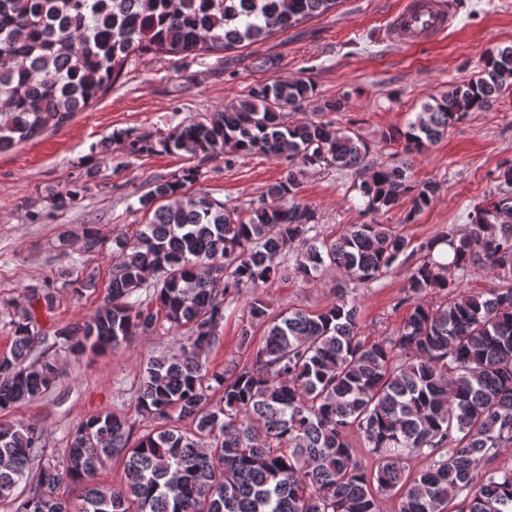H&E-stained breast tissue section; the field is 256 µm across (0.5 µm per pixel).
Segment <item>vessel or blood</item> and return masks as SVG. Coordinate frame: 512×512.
<instances>
[{
  "label": "vessel or blood",
  "mask_w": 512,
  "mask_h": 512,
  "mask_svg": "<svg viewBox=\"0 0 512 512\" xmlns=\"http://www.w3.org/2000/svg\"><path fill=\"white\" fill-rule=\"evenodd\" d=\"M456 0H403L389 23L390 39L400 45L428 43L447 31Z\"/></svg>",
  "instance_id": "b4317fda"
}]
</instances>
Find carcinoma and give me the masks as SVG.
<instances>
[{"label": "carcinoma", "instance_id": "1", "mask_svg": "<svg viewBox=\"0 0 512 512\" xmlns=\"http://www.w3.org/2000/svg\"><path fill=\"white\" fill-rule=\"evenodd\" d=\"M337 0H0V153L57 129L108 90L131 58L149 52L199 57L263 40L326 14ZM512 86V46L488 52L477 76L422 105L406 129L388 134L409 154L439 141L471 112L492 108ZM304 79L271 78L200 119L160 137H118L132 155L258 153L306 170H351L365 210L387 213L408 198L403 223L430 205L434 181L412 165L374 163L359 135L322 121H290L311 100ZM198 171L159 178L139 198L143 223L112 239L120 262L107 297L79 327L54 331L79 351L117 350L129 337L185 328L177 352L150 359L138 415L90 417L69 435L67 457L44 455L45 430L0 422V504L9 512H72L56 496L83 487L78 512H512V468L473 471L512 445V166L500 169L503 196L469 214L464 234L450 228L412 246L391 224H348L320 236L311 207L264 200L244 216L188 185ZM294 168L267 196L295 195ZM448 245L452 258L436 260ZM419 255L407 280L413 309L397 334L361 338L356 299L341 288L323 311L273 316L256 298L239 345L266 325L251 360L212 372L202 355L220 336L224 311L280 271L309 280L334 270L356 284L381 279ZM293 266H288L289 261ZM485 266L500 284L461 292L458 280ZM441 295L439 304L421 296ZM13 342L0 353V412L50 388L62 367L32 358L47 337L35 307L16 311ZM221 393L218 403L211 393ZM377 460L360 463L352 437ZM120 456L124 483L97 482ZM426 465L414 472L410 461Z\"/></svg>", "mask_w": 512, "mask_h": 512}]
</instances>
